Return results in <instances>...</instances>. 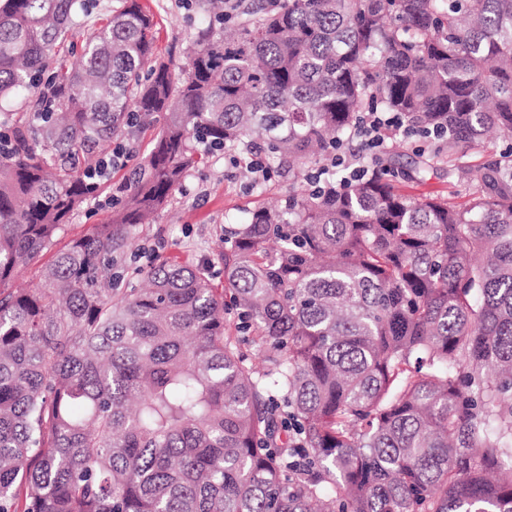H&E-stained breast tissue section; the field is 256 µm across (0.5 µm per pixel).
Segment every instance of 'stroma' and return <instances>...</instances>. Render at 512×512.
Wrapping results in <instances>:
<instances>
[{
	"mask_svg": "<svg viewBox=\"0 0 512 512\" xmlns=\"http://www.w3.org/2000/svg\"><path fill=\"white\" fill-rule=\"evenodd\" d=\"M156 23V54L172 62L177 73H184L188 54L193 48L204 20L190 9L186 0H141ZM156 128L141 130L130 147L133 157L125 168L112 172L101 195L77 213L68 231L78 237L91 225L108 223L112 216V199L129 186L137 165L149 154ZM240 166L225 162L223 152L206 156L191 170L171 194L165 209L152 223L136 230L137 264L147 262L151 251L178 256L196 264L215 261L224 246V227L241 222L246 215L262 206L280 203L292 188L288 178L275 176L260 187H246ZM397 185L410 196L431 195L465 203L468 186L456 167L447 159L435 161L423 178L397 177Z\"/></svg>",
	"mask_w": 512,
	"mask_h": 512,
	"instance_id": "stroma-1",
	"label": "stroma"
}]
</instances>
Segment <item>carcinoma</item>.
<instances>
[{
    "label": "carcinoma",
    "mask_w": 512,
    "mask_h": 512,
    "mask_svg": "<svg viewBox=\"0 0 512 512\" xmlns=\"http://www.w3.org/2000/svg\"><path fill=\"white\" fill-rule=\"evenodd\" d=\"M0 0V512H512V0H224L179 77L123 0ZM80 58L79 65L70 62ZM399 112L468 200L395 163L334 192L308 168ZM159 132L107 224L65 236L106 147ZM260 138L305 187L224 228L210 267L137 228L197 146ZM512 143V140H505L497 134L491 135L483 147L468 152L465 161L469 165H479L483 163L489 155L499 154L508 144ZM454 162H448V157L434 161L433 169L429 170L422 179L397 177L396 184L410 196L431 195L450 198L456 203H465L468 199V186L459 177Z\"/></svg>",
    "instance_id": "1"
}]
</instances>
